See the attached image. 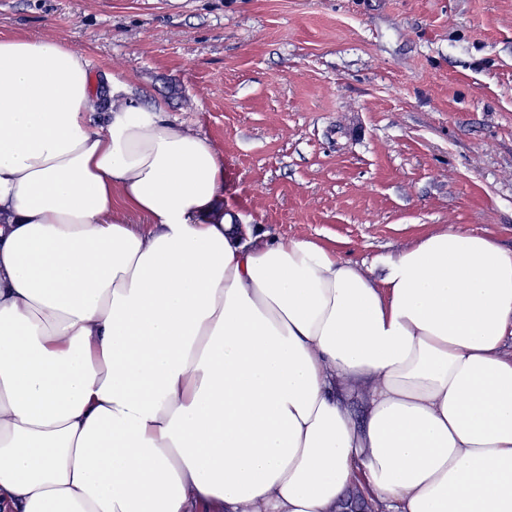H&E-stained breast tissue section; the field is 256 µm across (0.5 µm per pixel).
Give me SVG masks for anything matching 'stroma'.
Listing matches in <instances>:
<instances>
[{"label":"stroma","mask_w":512,"mask_h":512,"mask_svg":"<svg viewBox=\"0 0 512 512\" xmlns=\"http://www.w3.org/2000/svg\"><path fill=\"white\" fill-rule=\"evenodd\" d=\"M205 137L224 208L372 264L441 227L512 249V0H0Z\"/></svg>","instance_id":"1"}]
</instances>
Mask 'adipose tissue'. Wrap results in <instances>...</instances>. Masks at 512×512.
<instances>
[{
	"mask_svg": "<svg viewBox=\"0 0 512 512\" xmlns=\"http://www.w3.org/2000/svg\"><path fill=\"white\" fill-rule=\"evenodd\" d=\"M126 91L0 37V512H512V250L261 239Z\"/></svg>",
	"mask_w": 512,
	"mask_h": 512,
	"instance_id": "ef3b65f1",
	"label": "adipose tissue"
}]
</instances>
